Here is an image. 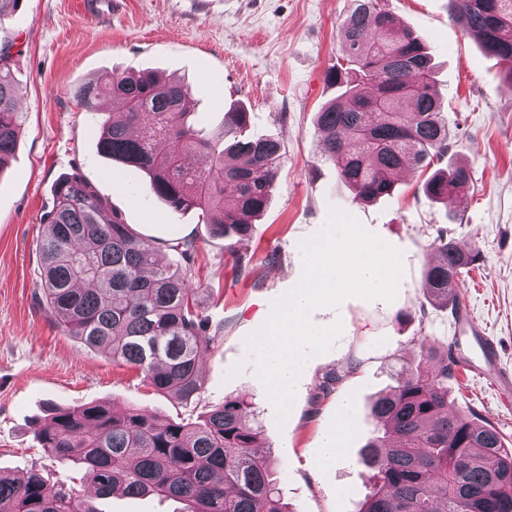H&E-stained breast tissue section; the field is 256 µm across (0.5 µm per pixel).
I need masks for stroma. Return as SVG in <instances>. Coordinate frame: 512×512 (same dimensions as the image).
I'll return each instance as SVG.
<instances>
[{
    "label": "stroma",
    "instance_id": "obj_1",
    "mask_svg": "<svg viewBox=\"0 0 512 512\" xmlns=\"http://www.w3.org/2000/svg\"><path fill=\"white\" fill-rule=\"evenodd\" d=\"M429 47L433 90L450 132L448 166L468 165L471 180L452 201L430 200L424 173L403 171L392 194L358 203L335 163L320 156L315 116L336 95L326 80L342 54V23L354 0H23L0 24L14 43L22 133L15 155L0 171V471L31 468L92 496L85 469L65 466L39 448L37 421L51 406L77 408L108 402L163 416L183 414L176 402L115 366L102 349L65 335L34 298L40 283L36 249L51 185L79 170L106 205L143 238L158 243L193 237L199 245L198 303L224 332L202 364L205 404L225 395L248 397L265 426L267 453L292 512H358L370 486L362 449L375 429L372 399L396 385L420 359L421 337L445 347L453 317L423 296V271L437 232L478 251L462 274L459 292L481 336L465 337V364L449 395L479 410L512 441V387L482 374L479 342L496 345L500 366L512 369V88L478 39L459 27L448 0H381ZM153 70L188 83L195 116L218 128L234 104L250 113V129L281 141L285 154L270 204L251 237L210 233L196 211L175 212L143 185L145 174L101 157L96 148L111 109L90 114L77 86L112 69ZM358 219L402 253L394 301L351 297L322 308L320 326L341 322L326 353L311 357L299 376L285 417L257 376L245 341L265 326L274 302L299 281L300 245L319 233L330 211ZM277 262H269V254ZM249 270L238 273L236 262ZM345 372L336 390L317 399L325 373ZM351 403L349 433L339 457L320 459V439L336 426V405Z\"/></svg>",
    "mask_w": 512,
    "mask_h": 512
}]
</instances>
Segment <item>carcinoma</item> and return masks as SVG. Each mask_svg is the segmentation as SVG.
Returning <instances> with one entry per match:
<instances>
[{"label": "carcinoma", "instance_id": "cac0c4a2", "mask_svg": "<svg viewBox=\"0 0 512 512\" xmlns=\"http://www.w3.org/2000/svg\"><path fill=\"white\" fill-rule=\"evenodd\" d=\"M344 20L343 56L327 72L337 95L316 113L321 158L338 167L354 200L393 192L404 169L434 170L424 181L429 198L448 200L470 181V170H448V122L432 89L433 63L419 38L380 5L355 0ZM453 19L480 33L483 52L502 65L512 88V0H449ZM12 44L0 43V172L21 133ZM85 111L112 99L119 118L106 122L98 151L149 175L148 192L178 212L200 211L222 236L247 237L252 218L267 208L283 159V145L248 133L249 112H224L216 131L189 121L190 89L154 73L114 70L78 89ZM206 158L189 166L185 156ZM52 207L42 217L40 305L68 335L106 350L112 363L136 373L156 393L188 406L202 401L201 363L221 337L197 301V239L165 244L176 259L162 264L155 247L102 201L78 172L56 178ZM424 274L427 297L457 314L455 281L478 259L440 232ZM461 361L448 351H421L415 371L372 402L373 436L365 445L373 470L359 512H512V445L476 411H455L448 381ZM347 376L325 374L327 396ZM34 436L62 464H80L98 497L157 494L189 512H288L273 477L265 429L252 403L238 395L193 422L138 407L107 403L55 407ZM0 512H99L62 482L38 470L0 472Z\"/></svg>", "mask_w": 512, "mask_h": 512}]
</instances>
